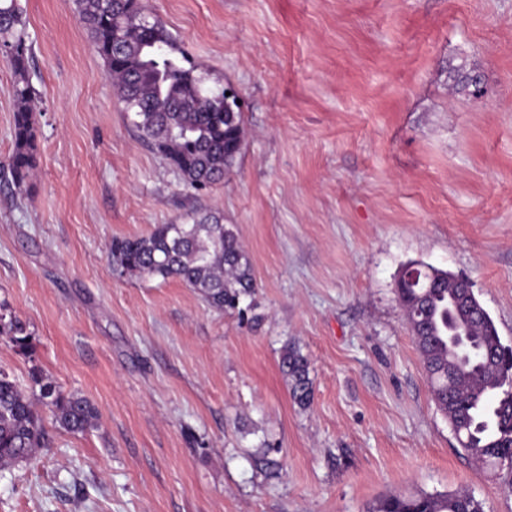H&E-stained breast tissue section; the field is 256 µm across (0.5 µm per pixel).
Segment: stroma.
I'll use <instances>...</instances> for the list:
<instances>
[{
	"mask_svg": "<svg viewBox=\"0 0 512 512\" xmlns=\"http://www.w3.org/2000/svg\"><path fill=\"white\" fill-rule=\"evenodd\" d=\"M21 4L36 166L0 183V313L31 347L0 335V369L98 418H45L0 512H369L460 489L512 512V471L458 454L395 291L411 261L462 275L512 346V0H141L240 98L246 145L204 189L131 128L73 0ZM464 58L479 94L450 88ZM14 80L0 57V163ZM210 210L251 257L246 316L114 270L113 239ZM280 365L291 382L292 397L300 406H308L312 399V381L309 361L295 346L287 345L281 351Z\"/></svg>",
	"mask_w": 512,
	"mask_h": 512,
	"instance_id": "obj_1",
	"label": "stroma"
}]
</instances>
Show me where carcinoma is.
I'll return each mask as SVG.
<instances>
[{
	"mask_svg": "<svg viewBox=\"0 0 512 512\" xmlns=\"http://www.w3.org/2000/svg\"><path fill=\"white\" fill-rule=\"evenodd\" d=\"M74 3L138 137L191 186L223 181L246 138L236 97L204 88L206 77L184 65L185 53L161 20L144 12L140 0ZM0 50L15 74L16 102L14 149L0 166V177L19 189L35 165L37 100L29 73L32 48L19 0H0ZM471 72L465 63L454 70L456 92L471 91ZM110 255L120 274L176 278L220 310L240 308L256 288L249 253L218 213L195 215L183 224H157L146 236L115 238ZM408 266L418 270L419 283L409 287L404 275H398L397 296L436 409L448 419L461 455L486 470L512 471V347L502 344L492 318L481 310L459 322L465 288L448 281V271L419 261ZM1 334L22 349L28 347L22 328L2 314ZM280 365L295 402L309 405L307 357L287 345ZM31 379L39 392L27 393L0 371V470L47 447L43 411L69 432H83L97 419L85 398L64 393L39 370H33ZM371 512H484V506L460 490L385 499Z\"/></svg>",
	"mask_w": 512,
	"mask_h": 512,
	"instance_id": "carcinoma-1",
	"label": "carcinoma"
}]
</instances>
